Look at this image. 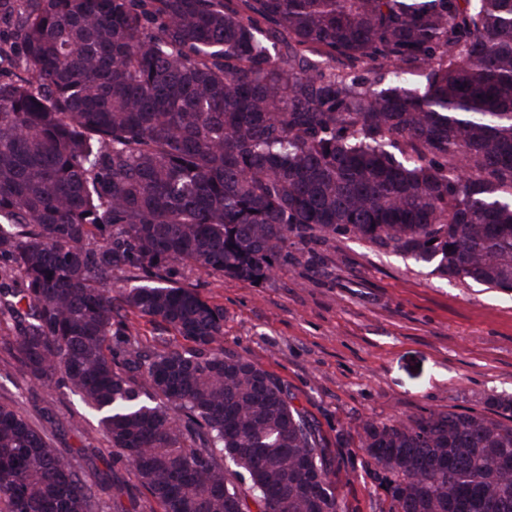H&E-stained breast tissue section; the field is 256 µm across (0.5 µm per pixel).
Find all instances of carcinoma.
<instances>
[{
    "label": "carcinoma",
    "instance_id": "1",
    "mask_svg": "<svg viewBox=\"0 0 512 512\" xmlns=\"http://www.w3.org/2000/svg\"><path fill=\"white\" fill-rule=\"evenodd\" d=\"M1 25L0 348L82 396L160 512H341L316 426L178 274L265 280L316 231L512 291V0H0ZM128 312L192 347L142 354ZM505 410L365 424L392 512H512ZM54 438L0 404V512H99Z\"/></svg>",
    "mask_w": 512,
    "mask_h": 512
}]
</instances>
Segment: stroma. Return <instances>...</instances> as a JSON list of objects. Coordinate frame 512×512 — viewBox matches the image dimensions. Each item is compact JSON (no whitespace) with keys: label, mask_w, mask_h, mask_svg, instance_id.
<instances>
[{"label":"stroma","mask_w":512,"mask_h":512,"mask_svg":"<svg viewBox=\"0 0 512 512\" xmlns=\"http://www.w3.org/2000/svg\"><path fill=\"white\" fill-rule=\"evenodd\" d=\"M293 259L254 284L188 270L183 284L224 310V350L281 382L319 426L343 512H389L362 446L365 423L453 409L500 420L512 401V293L448 278L361 238H290ZM0 403L96 479L104 512H159L134 485L81 398L21 376L0 349Z\"/></svg>","instance_id":"obj_1"}]
</instances>
